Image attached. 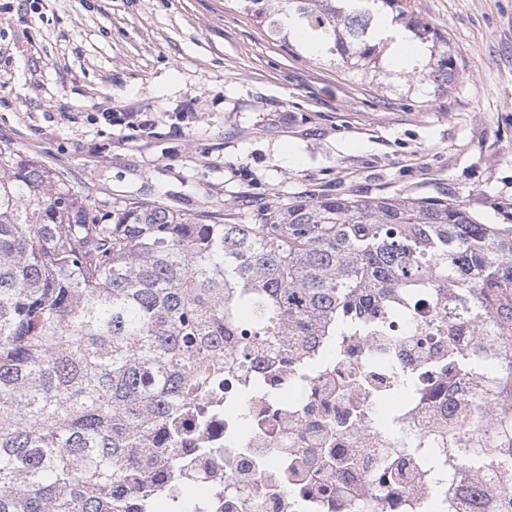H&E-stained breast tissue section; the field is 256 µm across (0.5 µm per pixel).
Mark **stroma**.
Instances as JSON below:
<instances>
[{
  "label": "stroma",
  "instance_id": "1",
  "mask_svg": "<svg viewBox=\"0 0 512 512\" xmlns=\"http://www.w3.org/2000/svg\"><path fill=\"white\" fill-rule=\"evenodd\" d=\"M405 2L458 56L447 92L349 79L231 0H0V145L102 213L142 201L250 224L298 196L412 193L511 225L512 0Z\"/></svg>",
  "mask_w": 512,
  "mask_h": 512
}]
</instances>
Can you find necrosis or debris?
Segmentation results:
<instances>
[{
	"instance_id": "necrosis-or-debris-1",
	"label": "necrosis or debris",
	"mask_w": 512,
	"mask_h": 512,
	"mask_svg": "<svg viewBox=\"0 0 512 512\" xmlns=\"http://www.w3.org/2000/svg\"><path fill=\"white\" fill-rule=\"evenodd\" d=\"M431 316L425 299L391 311L382 331L345 337L341 360L300 385L253 360L244 379L273 390L249 400L247 431L220 414L206 429L211 449H182L186 471L212 490L185 512H421L434 490L445 512H458L462 488L499 494L495 479L446 461L459 405L447 377L422 372L448 356L423 330ZM395 368L413 376L411 390L398 391ZM384 401L392 439L372 421Z\"/></svg>"
}]
</instances>
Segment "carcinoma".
Here are the masks:
<instances>
[{
  "mask_svg": "<svg viewBox=\"0 0 512 512\" xmlns=\"http://www.w3.org/2000/svg\"><path fill=\"white\" fill-rule=\"evenodd\" d=\"M268 36L355 80L405 95L451 88L448 35L404 0H234ZM403 39L418 54L404 66ZM0 145V512H154L152 468L179 474L185 416L204 426L206 397L267 354L306 374L333 362L371 313L428 296V328L448 342V375L489 376L512 401V340L494 361L473 338L512 337V226L461 202L398 196L297 197L259 223L222 224L149 203L112 208ZM306 336H334L300 363ZM470 420L459 451L472 471L496 465L497 504L512 512V410L457 395Z\"/></svg>",
  "mask_w": 512,
  "mask_h": 512,
  "instance_id": "carcinoma-1",
  "label": "carcinoma"
}]
</instances>
